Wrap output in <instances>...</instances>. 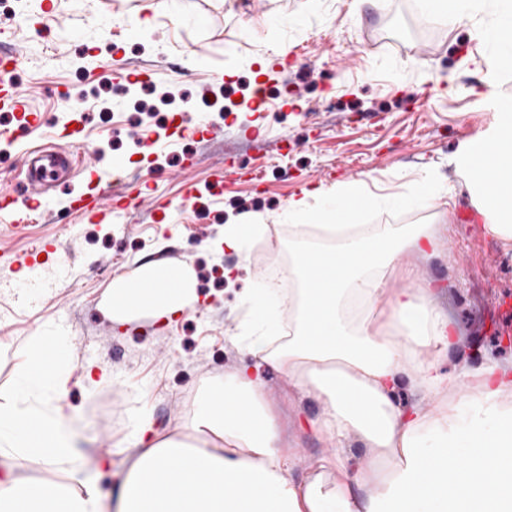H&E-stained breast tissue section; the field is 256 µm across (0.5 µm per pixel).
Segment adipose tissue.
Masks as SVG:
<instances>
[{
    "mask_svg": "<svg viewBox=\"0 0 512 512\" xmlns=\"http://www.w3.org/2000/svg\"><path fill=\"white\" fill-rule=\"evenodd\" d=\"M423 15L451 23L493 6L482 32L489 76L512 69V0H419ZM494 130L455 158L489 231L512 242V99ZM446 194L432 176L408 195L375 194L364 182L316 189L288 206V293L260 284L246 297L250 320L236 345L283 375L299 398L322 406L311 426L325 451L302 478L298 449L250 366L206 387L192 440L152 437L135 417L129 471L113 512H512V364L487 359L440 374L461 351L427 288H392L410 253L431 256V225L362 224L366 211L434 208ZM196 300L190 265L146 264L116 279L107 310L124 322L146 309L170 320ZM287 320H280V312ZM64 345L32 337L12 388L0 392V512H102L104 493L26 476L29 463L77 460ZM409 383L430 409L396 402ZM370 449L351 469L344 445ZM177 478H170V469Z\"/></svg>",
    "mask_w": 512,
    "mask_h": 512,
    "instance_id": "ef3b65f1",
    "label": "adipose tissue"
}]
</instances>
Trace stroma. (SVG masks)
I'll return each mask as SVG.
<instances>
[{
	"instance_id": "stroma-1",
	"label": "stroma",
	"mask_w": 512,
	"mask_h": 512,
	"mask_svg": "<svg viewBox=\"0 0 512 512\" xmlns=\"http://www.w3.org/2000/svg\"><path fill=\"white\" fill-rule=\"evenodd\" d=\"M30 0L0 19V56L19 55L14 83L41 124L26 129L0 107V192L20 190L26 145L53 137L65 147L94 145L100 180L75 170L29 217L0 210V388L12 386L31 337L60 336L71 357L68 399L80 415L75 465L38 463L28 474L69 485L119 491L133 450L126 437L148 409L163 437L190 436L205 382L250 356L231 336L245 320L244 297L268 273L288 222V204L316 187L360 180L403 194L430 174L450 188L444 221L420 209L373 210L365 224L438 225L440 252L409 257L431 302L456 325L463 354L441 372L492 358L512 361V244L489 233L476 213L454 157L489 133L512 73L487 84L476 68L490 13L454 25L426 19L417 0ZM51 21L34 27L33 18ZM291 64L275 72L279 51ZM155 70L164 92L192 96L208 85L236 90L248 77L278 87L301 81L305 95H270L258 112L238 113L221 128L194 112L183 135L158 136L140 107L122 96L121 78ZM78 100L81 113L62 111ZM152 148H144V141ZM111 197L104 224L65 211L67 198ZM262 215L265 234L248 258L221 248L233 219ZM50 240L55 252L35 275L4 262ZM184 262L198 299L171 321L140 313L120 324L105 310L113 282L146 263ZM235 268L227 283L218 271ZM109 384L86 393V369Z\"/></svg>"
}]
</instances>
